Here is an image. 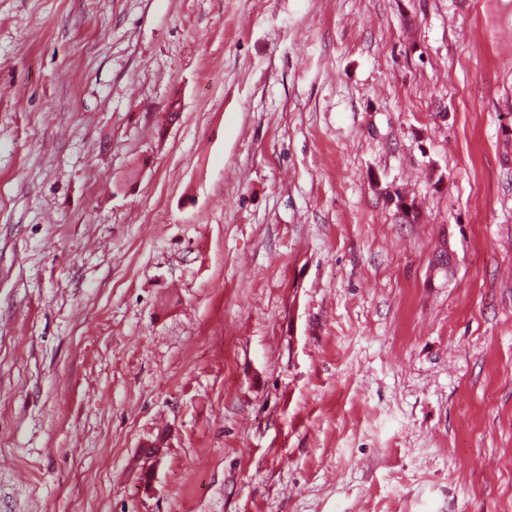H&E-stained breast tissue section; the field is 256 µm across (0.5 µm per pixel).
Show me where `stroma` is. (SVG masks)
I'll return each instance as SVG.
<instances>
[{
    "label": "stroma",
    "mask_w": 512,
    "mask_h": 512,
    "mask_svg": "<svg viewBox=\"0 0 512 512\" xmlns=\"http://www.w3.org/2000/svg\"><path fill=\"white\" fill-rule=\"evenodd\" d=\"M0 512H512V0H0Z\"/></svg>",
    "instance_id": "obj_1"
}]
</instances>
